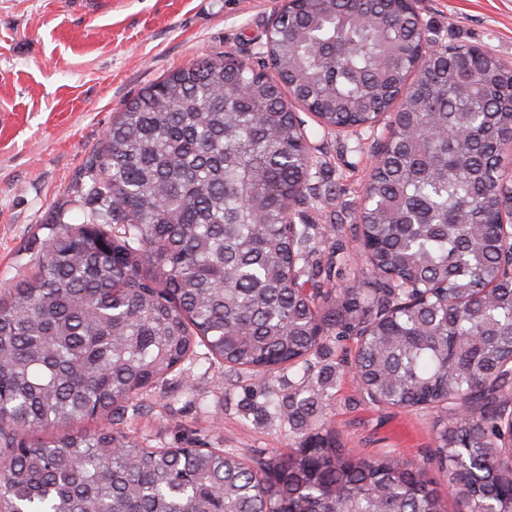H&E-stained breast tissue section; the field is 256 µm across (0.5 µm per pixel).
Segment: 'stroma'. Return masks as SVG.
<instances>
[{"instance_id":"1","label":"stroma","mask_w":512,"mask_h":512,"mask_svg":"<svg viewBox=\"0 0 512 512\" xmlns=\"http://www.w3.org/2000/svg\"><path fill=\"white\" fill-rule=\"evenodd\" d=\"M281 0H0V292L33 267L64 210L82 222L85 165L116 115L142 88L170 71L223 52L268 70L261 44ZM423 26L443 44L480 47L512 63V0H417ZM322 166L320 196L295 221L324 243L341 244L350 267L365 262L340 226L354 223L374 153L389 136L391 113L363 134L325 132L302 113ZM354 341L337 365L328 416L336 439L366 456L396 455L434 468L442 419L369 401L351 370ZM238 390L202 361L172 374L138 399L126 427L154 446L186 431L219 448L287 451L292 434L278 420L243 417Z\"/></svg>"}]
</instances>
